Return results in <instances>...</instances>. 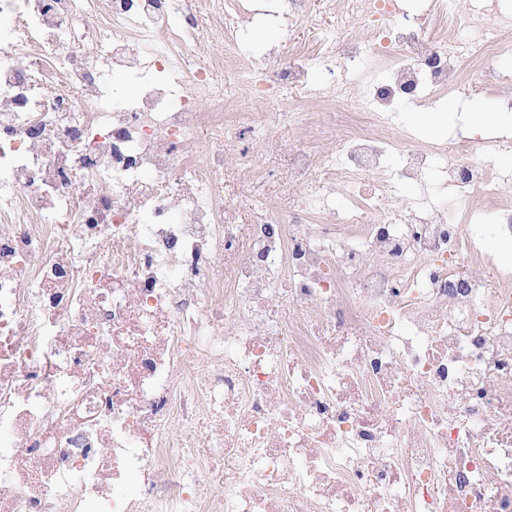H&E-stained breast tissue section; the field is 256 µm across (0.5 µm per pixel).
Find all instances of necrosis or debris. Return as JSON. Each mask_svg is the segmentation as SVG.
<instances>
[{"instance_id":"1","label":"necrosis or debris","mask_w":512,"mask_h":512,"mask_svg":"<svg viewBox=\"0 0 512 512\" xmlns=\"http://www.w3.org/2000/svg\"><path fill=\"white\" fill-rule=\"evenodd\" d=\"M254 14L0 0V512H512V268L480 234L512 241L508 142L394 123L496 94L512 26L337 0L327 42L246 66ZM313 68L286 119L336 149L289 148L304 207L243 220L265 177L226 179L225 111Z\"/></svg>"}]
</instances>
